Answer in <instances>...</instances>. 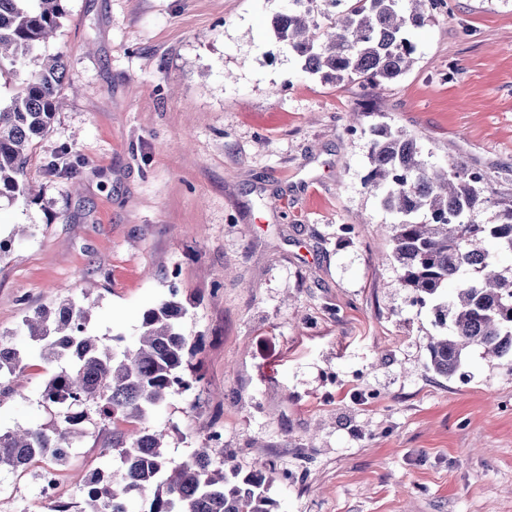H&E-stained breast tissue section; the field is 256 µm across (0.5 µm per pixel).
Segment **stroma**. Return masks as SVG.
Here are the masks:
<instances>
[{
    "label": "stroma",
    "mask_w": 512,
    "mask_h": 512,
    "mask_svg": "<svg viewBox=\"0 0 512 512\" xmlns=\"http://www.w3.org/2000/svg\"><path fill=\"white\" fill-rule=\"evenodd\" d=\"M283 5L64 0L41 193L0 206V337L65 296L130 345L177 295L202 380L150 420L174 461L219 433L232 463L276 474V512H512V361L430 368L446 329L401 288L394 218L362 187L385 122L512 204V0H443L412 68L374 89L302 72L272 31ZM47 378L31 360L1 429L54 421ZM111 441L88 426L60 467L75 512ZM55 509L0 472V512Z\"/></svg>",
    "instance_id": "obj_1"
}]
</instances>
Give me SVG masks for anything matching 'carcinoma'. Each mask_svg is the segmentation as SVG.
<instances>
[{"label":"carcinoma","mask_w":512,"mask_h":512,"mask_svg":"<svg viewBox=\"0 0 512 512\" xmlns=\"http://www.w3.org/2000/svg\"><path fill=\"white\" fill-rule=\"evenodd\" d=\"M63 0H0V77L16 87L0 98V200H28V167L38 140L58 110L65 76L59 55L40 48L60 27ZM439 0H286L272 18L278 42L304 71L337 81L377 86L405 73L417 48L410 32L427 25ZM364 187L376 195L391 224L399 283L414 302L433 304L449 332L430 343L429 363L454 374L472 347L489 357H512V205L497 223L474 217L493 206L483 176L462 161L445 166L423 156L417 141L380 124L372 129ZM171 298L145 310L136 343L110 346L90 328V305L67 300L38 309L23 321L26 346L0 342V404L36 357L51 370L42 397L61 409L51 425L0 431V471L26 472L66 464L73 439L84 433V407L112 425V475L103 486L85 474L78 487L81 512H129L131 498L149 501L147 512H273V479L216 458L208 435L191 456L168 457L165 432L147 425L177 390L201 381L192 360L199 342L184 334L185 306Z\"/></svg>","instance_id":"carcinoma-1"}]
</instances>
